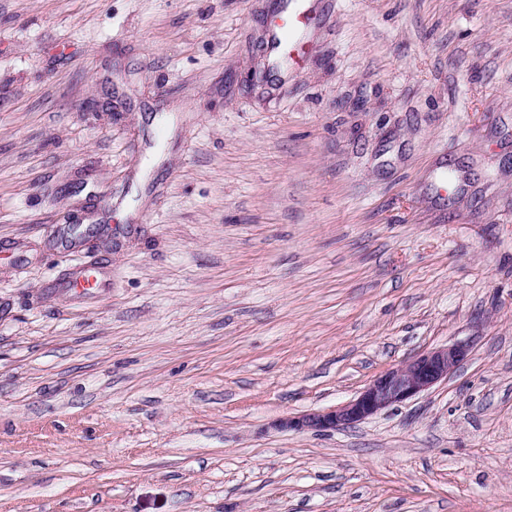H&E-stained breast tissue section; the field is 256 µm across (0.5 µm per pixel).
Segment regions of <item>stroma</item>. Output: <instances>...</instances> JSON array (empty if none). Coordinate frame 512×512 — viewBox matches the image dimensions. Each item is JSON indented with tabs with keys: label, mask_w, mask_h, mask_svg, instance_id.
I'll return each mask as SVG.
<instances>
[{
	"label": "stroma",
	"mask_w": 512,
	"mask_h": 512,
	"mask_svg": "<svg viewBox=\"0 0 512 512\" xmlns=\"http://www.w3.org/2000/svg\"><path fill=\"white\" fill-rule=\"evenodd\" d=\"M275 2L0 0V512H512V0ZM468 355L467 345L455 343L423 352L371 380L353 399L326 410L287 417L281 429L327 432L354 426L382 410L402 404L448 379Z\"/></svg>",
	"instance_id": "35a3bbf8"
}]
</instances>
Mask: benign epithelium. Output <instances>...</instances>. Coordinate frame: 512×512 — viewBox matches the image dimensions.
<instances>
[{
  "label": "benign epithelium",
  "instance_id": "benign-epithelium-1",
  "mask_svg": "<svg viewBox=\"0 0 512 512\" xmlns=\"http://www.w3.org/2000/svg\"><path fill=\"white\" fill-rule=\"evenodd\" d=\"M467 355L468 348L464 343L423 352L376 376L353 399L326 410L281 419L277 427L327 432L354 426L448 379Z\"/></svg>",
  "mask_w": 512,
  "mask_h": 512
}]
</instances>
